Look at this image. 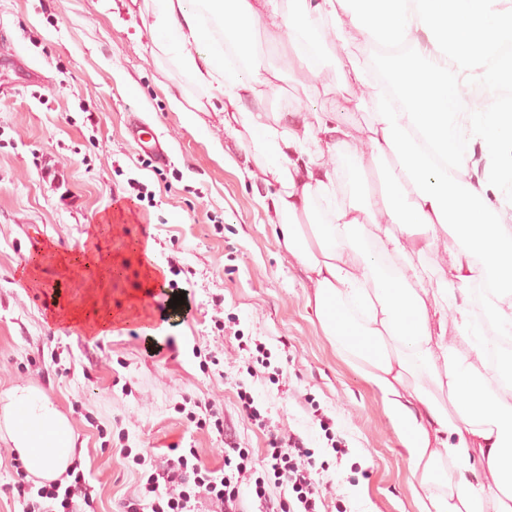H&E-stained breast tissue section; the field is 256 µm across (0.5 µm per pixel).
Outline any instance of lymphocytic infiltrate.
I'll use <instances>...</instances> for the list:
<instances>
[{"instance_id": "lymphocytic-infiltrate-1", "label": "lymphocytic infiltrate", "mask_w": 512, "mask_h": 512, "mask_svg": "<svg viewBox=\"0 0 512 512\" xmlns=\"http://www.w3.org/2000/svg\"><path fill=\"white\" fill-rule=\"evenodd\" d=\"M130 468L139 471L142 483L136 496L126 499L123 512H198L200 500H208L215 512H245L242 485L252 486L259 502L258 512H320L322 491L316 482L320 470L312 451L295 434L273 433L261 461L262 477H253L248 451L236 449L224 460V471L202 466L195 449L168 458L162 470L148 472V458L126 447L121 451ZM273 475L281 496L267 492L265 475ZM66 481H49L42 486L19 478L14 485L23 512H80L93 506L95 488L83 471L68 468Z\"/></svg>"}]
</instances>
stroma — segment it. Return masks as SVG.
<instances>
[{
	"mask_svg": "<svg viewBox=\"0 0 512 512\" xmlns=\"http://www.w3.org/2000/svg\"><path fill=\"white\" fill-rule=\"evenodd\" d=\"M133 0H0V394L33 384L58 404L75 433V459L92 475L96 512H120L138 491L121 446L162 462L170 447L194 448L203 465L224 463V436L177 408L213 406L240 447L260 458L269 432L303 438L317 461L324 512H418L400 441L379 395L341 362L307 303L305 280L278 244L243 152L218 115L205 129L172 110L158 85L186 77L151 53ZM284 91L268 108L352 117L335 50L313 100L309 74L272 56ZM138 120L158 135L166 166L144 167L126 132ZM154 195L118 223L113 196L130 180ZM128 261L106 279L101 260ZM159 261L188 304L172 314L146 294L145 266ZM69 308L111 314L87 333ZM265 344L270 367L253 365L242 339ZM244 383L268 430L237 398ZM332 425L322 429L314 410ZM345 443L337 455L332 440Z\"/></svg>",
	"mask_w": 512,
	"mask_h": 512,
	"instance_id": "obj_1",
	"label": "stroma"
}]
</instances>
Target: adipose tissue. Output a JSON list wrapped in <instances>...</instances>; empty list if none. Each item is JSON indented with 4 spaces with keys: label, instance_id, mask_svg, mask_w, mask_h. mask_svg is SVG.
I'll return each instance as SVG.
<instances>
[{
    "label": "adipose tissue",
    "instance_id": "1",
    "mask_svg": "<svg viewBox=\"0 0 512 512\" xmlns=\"http://www.w3.org/2000/svg\"><path fill=\"white\" fill-rule=\"evenodd\" d=\"M140 14L202 97L172 106L193 123L218 102L323 335L381 396L419 512H512V349L498 342L512 336V0H142ZM272 43L295 48L310 97L335 93L321 49L338 47L361 120L268 111L284 80ZM0 429L29 476L70 466L71 423L38 388L6 393Z\"/></svg>",
    "mask_w": 512,
    "mask_h": 512
}]
</instances>
